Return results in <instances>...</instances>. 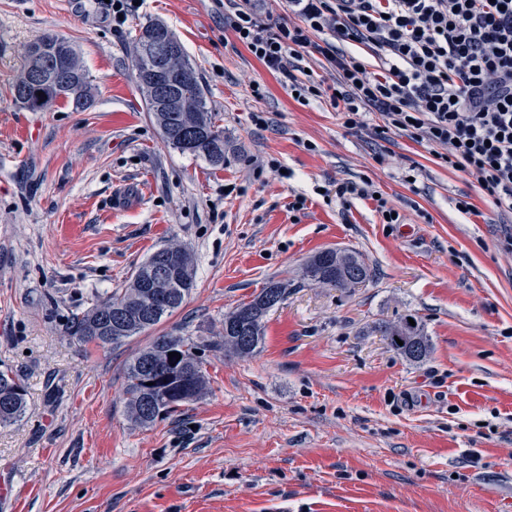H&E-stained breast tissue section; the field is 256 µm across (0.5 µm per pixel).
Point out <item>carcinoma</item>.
<instances>
[{
	"label": "carcinoma",
	"instance_id": "carcinoma-1",
	"mask_svg": "<svg viewBox=\"0 0 512 512\" xmlns=\"http://www.w3.org/2000/svg\"><path fill=\"white\" fill-rule=\"evenodd\" d=\"M172 30L161 21H149L140 26L131 39L130 57L135 80L146 100L147 111L158 126L164 143L183 154L204 158L212 167L224 166V131L216 125V114L207 104L197 73L186 51H181L171 62L172 101H157L153 86L143 75L157 67L152 38ZM66 42L70 54V82L59 89L47 81L40 89H33L29 97L13 98L20 108L32 112L44 97L43 109H48L60 99L77 108H83L91 99V79L80 55L69 39L58 33H46L31 43L27 49L23 68L45 67L57 40ZM192 129L197 142L193 149L178 146L181 134ZM153 257H148L135 270L128 287L99 299L89 310L73 315L62 329L63 335L79 343L120 345L159 324L172 315L194 288V264L190 253L175 268V283H163L154 289L146 287L147 270ZM375 278V270L356 252L325 249L310 257L304 266L303 283L321 287L348 290L362 286ZM297 287L286 278L268 280L263 288L248 302L224 315V351L239 357L256 353L264 338V318L279 306ZM415 325H410L409 320ZM373 332L381 336L392 350L411 362H421L430 353V340L424 325L415 315H404L396 321H379ZM403 344H398V341ZM177 352L181 358H169L162 347ZM201 344L191 336L167 334L156 337L145 349L138 352L127 364L126 386L123 392L125 413L140 427H149L162 415L187 404L180 392L185 385L192 386L197 395L206 388L203 363L198 355ZM152 355L158 363L153 385L141 371L140 359ZM27 407L26 391L11 372L0 371V425L19 421Z\"/></svg>",
	"mask_w": 512,
	"mask_h": 512
}]
</instances>
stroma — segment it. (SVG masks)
<instances>
[{
  "label": "stroma",
  "instance_id": "1",
  "mask_svg": "<svg viewBox=\"0 0 512 512\" xmlns=\"http://www.w3.org/2000/svg\"><path fill=\"white\" fill-rule=\"evenodd\" d=\"M235 8L295 18L288 0H138L117 30L97 0H0V369L28 398L0 425L15 491L0 512H512V222L428 146L374 138L377 114L348 129L329 94L295 101L225 26ZM150 20L196 69L223 168L149 117L128 43ZM48 31L79 49L90 106L14 104L24 48ZM364 179L404 223L337 200V181ZM171 239L196 271L179 309L117 347L62 336ZM327 248L358 252L374 281L292 289L259 353H225V314ZM408 313L430 339L420 363L372 331ZM167 333L207 341L206 393L139 427L126 366Z\"/></svg>",
  "mask_w": 512,
  "mask_h": 512
}]
</instances>
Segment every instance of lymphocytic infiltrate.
Returning a JSON list of instances; mask_svg holds the SVG:
<instances>
[{
  "label": "lymphocytic infiltrate",
  "instance_id": "1",
  "mask_svg": "<svg viewBox=\"0 0 512 512\" xmlns=\"http://www.w3.org/2000/svg\"><path fill=\"white\" fill-rule=\"evenodd\" d=\"M292 2L298 21L272 25L239 10L229 25L299 103L323 92L293 74L312 50L338 75L331 101L345 127H364V114L377 113V134L435 148L440 164L472 178L499 213L512 215V0ZM317 32L323 41H314ZM357 44L381 59L379 71L348 53Z\"/></svg>",
  "mask_w": 512,
  "mask_h": 512
}]
</instances>
